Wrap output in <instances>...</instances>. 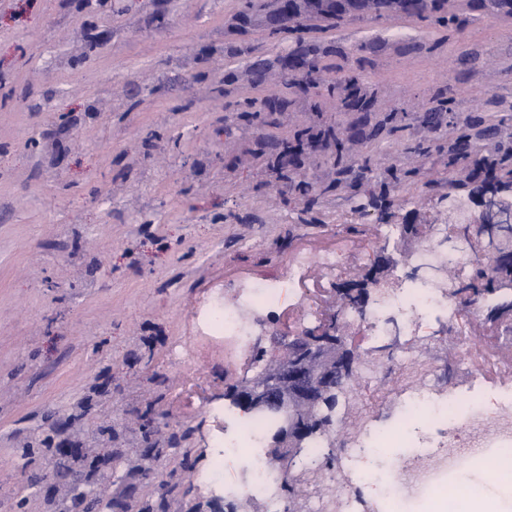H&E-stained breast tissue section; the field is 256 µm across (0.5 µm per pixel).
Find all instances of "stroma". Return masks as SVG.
Returning <instances> with one entry per match:
<instances>
[{"instance_id":"stroma-1","label":"stroma","mask_w":512,"mask_h":512,"mask_svg":"<svg viewBox=\"0 0 512 512\" xmlns=\"http://www.w3.org/2000/svg\"><path fill=\"white\" fill-rule=\"evenodd\" d=\"M274 8L0 0V512H62L86 481L111 512H212L198 479L221 425L209 408L232 407L244 367L197 331L195 308L294 249L370 239L378 214L355 201L407 194L422 224L448 194L469 198L448 152L460 132L493 131L478 153L512 172V16L441 0L458 28L309 13L274 35ZM299 48L319 87L281 80ZM442 93L447 111L426 119ZM352 128L349 155L313 151L290 172L285 146ZM98 434L107 446L59 467L61 444Z\"/></svg>"}]
</instances>
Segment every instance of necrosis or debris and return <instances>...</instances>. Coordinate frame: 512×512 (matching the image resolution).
Here are the masks:
<instances>
[{
    "instance_id": "1",
    "label": "necrosis or debris",
    "mask_w": 512,
    "mask_h": 512,
    "mask_svg": "<svg viewBox=\"0 0 512 512\" xmlns=\"http://www.w3.org/2000/svg\"><path fill=\"white\" fill-rule=\"evenodd\" d=\"M448 211L450 220L428 224L420 246L373 286V308L342 311L348 329L365 341L384 333L390 321L409 341L387 354L373 348L363 353L356 379L342 395L336 435L325 442L324 448L334 451L331 464H324L323 448H316L291 475H283L262 451L269 423L225 411L210 476L223 479L229 458L249 470L247 481L223 480L225 502L257 499L266 512H283L281 484L288 478L303 494L302 512H435L438 500L470 492L466 474L472 465L493 478L503 459L512 460V362L502 361L497 346L471 329L494 298L456 294L459 281L489 262L472 238L445 247L449 236L472 223L463 199L449 198ZM350 267L333 251H294L281 274L225 287L223 298L211 302L201 319L209 333L232 340L244 354L282 309L290 313L289 334L306 335L323 317L317 298L307 294L309 271L319 270L332 286ZM436 321L446 323L457 351L455 376L447 381L440 377L443 353L431 332ZM490 389L497 403L491 414L483 409ZM393 439L402 440L406 452L380 460L381 448ZM357 468L380 486L379 497L365 494V480L353 476Z\"/></svg>"
}]
</instances>
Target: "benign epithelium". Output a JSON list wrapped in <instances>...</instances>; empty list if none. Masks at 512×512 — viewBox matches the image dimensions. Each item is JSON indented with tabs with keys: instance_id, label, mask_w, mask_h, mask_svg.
I'll list each match as a JSON object with an SVG mask.
<instances>
[{
	"instance_id": "7a95c632",
	"label": "benign epithelium",
	"mask_w": 512,
	"mask_h": 512,
	"mask_svg": "<svg viewBox=\"0 0 512 512\" xmlns=\"http://www.w3.org/2000/svg\"><path fill=\"white\" fill-rule=\"evenodd\" d=\"M277 7L269 18L274 29L286 19L297 20L301 15V0H276ZM336 11L351 19L368 17L373 0H330ZM485 133L469 135L464 143L450 144L451 151L479 164L475 152L476 141ZM480 207L477 239L486 236L493 224L512 223V180L500 181L494 173L480 183L473 192ZM369 275L361 281H350L333 290V300L326 311L327 322H336V304L368 302L367 286L381 277L380 270L368 267ZM268 356V370L261 378L243 374L240 381L228 393L244 410L266 418L273 423L271 454L273 462L282 471H290L291 460L305 437L306 429L299 424L302 415L314 408L322 391L336 381V368L352 372L358 360L356 343L349 340L342 329L325 326L308 336H294L284 342L282 349ZM72 510L82 505L84 512H93L92 505H100L98 489L76 487L71 490Z\"/></svg>"
}]
</instances>
